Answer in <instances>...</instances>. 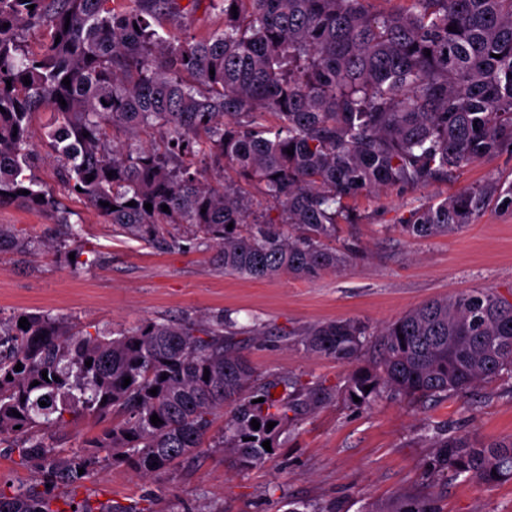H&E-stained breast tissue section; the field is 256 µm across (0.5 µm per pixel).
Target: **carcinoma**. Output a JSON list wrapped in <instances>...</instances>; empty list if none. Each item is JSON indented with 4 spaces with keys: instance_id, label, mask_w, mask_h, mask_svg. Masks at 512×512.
<instances>
[{
    "instance_id": "carcinoma-1",
    "label": "carcinoma",
    "mask_w": 512,
    "mask_h": 512,
    "mask_svg": "<svg viewBox=\"0 0 512 512\" xmlns=\"http://www.w3.org/2000/svg\"><path fill=\"white\" fill-rule=\"evenodd\" d=\"M200 10L220 25L180 37ZM42 31L39 51L29 50ZM0 107V204L69 223L57 195L25 174L32 118L48 109L64 190L124 234L167 248L209 242L224 272L255 280L315 278L358 255L334 246L349 201L448 181L512 150V0H0ZM148 130L159 140L142 143ZM201 154L234 175L211 183L197 168ZM491 207L512 210V182L489 178L424 203L398 228L416 241L450 235ZM6 248L39 243L0 225ZM24 317L25 330L17 316L0 320V445L42 480L0 484V512H150L139 501L76 495L116 457L141 478L206 446L228 451L242 469L258 466L271 456L264 441L279 448L291 426L336 398V389L299 378L255 387L229 320L91 334L50 314ZM299 343L349 366L344 395L357 408L386 392L410 403L464 398L512 372V288L431 299L374 334L355 319L313 324ZM114 414L122 420L77 448L55 442L83 418ZM219 414L224 432L208 445ZM448 476L512 480V437L437 438L424 478ZM365 512L439 509L430 495L404 493Z\"/></svg>"
}]
</instances>
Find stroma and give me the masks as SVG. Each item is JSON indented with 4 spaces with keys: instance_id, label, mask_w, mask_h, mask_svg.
I'll return each mask as SVG.
<instances>
[{
    "instance_id": "obj_1",
    "label": "stroma",
    "mask_w": 512,
    "mask_h": 512,
    "mask_svg": "<svg viewBox=\"0 0 512 512\" xmlns=\"http://www.w3.org/2000/svg\"><path fill=\"white\" fill-rule=\"evenodd\" d=\"M50 119L47 111L32 119L31 140L41 157L30 173L57 192V164L46 157ZM490 176L512 181V155L476 161L448 182L360 197L354 220L339 224L336 244L357 245L361 258L312 279L227 274L215 247L162 250L123 236L75 195L63 198L65 225L44 211L7 204L0 225L51 247L0 252V319L44 312L92 333L147 320L212 323L224 316L243 327V352L258 382L290 376L339 390L346 366L309 355L298 343L309 325L351 318L375 331L433 297L512 287L511 211H488L462 232L430 240L407 239L395 227L400 214ZM439 430L485 443L512 437V377L478 385L465 400L409 405L382 397L359 409L339 396L283 434V448L260 467L238 469L223 449L206 448L144 480L127 463H104L87 487L100 499H148L153 512H180L185 505L195 512H286L292 502L362 512L399 493L431 494L441 512H512V480L423 483Z\"/></svg>"
}]
</instances>
